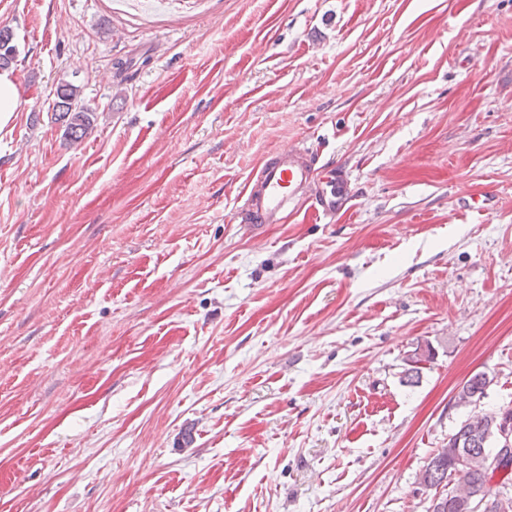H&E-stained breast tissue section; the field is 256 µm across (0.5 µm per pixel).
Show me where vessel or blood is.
Here are the masks:
<instances>
[{"label": "vessel or blood", "instance_id": "obj_1", "mask_svg": "<svg viewBox=\"0 0 512 512\" xmlns=\"http://www.w3.org/2000/svg\"><path fill=\"white\" fill-rule=\"evenodd\" d=\"M316 161L312 151L296 145L280 149L262 161L242 191L238 213L249 224H281L289 214L302 205H309L315 214L329 215L340 208L344 201V181L340 172H328L327 182L333 183L332 195H308Z\"/></svg>", "mask_w": 512, "mask_h": 512}]
</instances>
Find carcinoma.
I'll return each instance as SVG.
<instances>
[{
  "label": "carcinoma",
  "instance_id": "obj_1",
  "mask_svg": "<svg viewBox=\"0 0 512 512\" xmlns=\"http://www.w3.org/2000/svg\"><path fill=\"white\" fill-rule=\"evenodd\" d=\"M12 33L0 28V69L9 67L16 56ZM81 88L61 84L55 90L53 107L55 121L65 127V136L72 144L80 143L94 129V112L81 104ZM488 387L486 373L477 372L465 381L456 398L458 406H472L484 397ZM500 416L474 412L458 428L448 434V442L437 449L423 466L419 484L430 495L429 512H459L455 507L454 492L478 494L477 512H512V493L507 485L512 470L504 474L499 488H493L491 479L498 471L502 449L512 443L497 439Z\"/></svg>",
  "mask_w": 512,
  "mask_h": 512
}]
</instances>
